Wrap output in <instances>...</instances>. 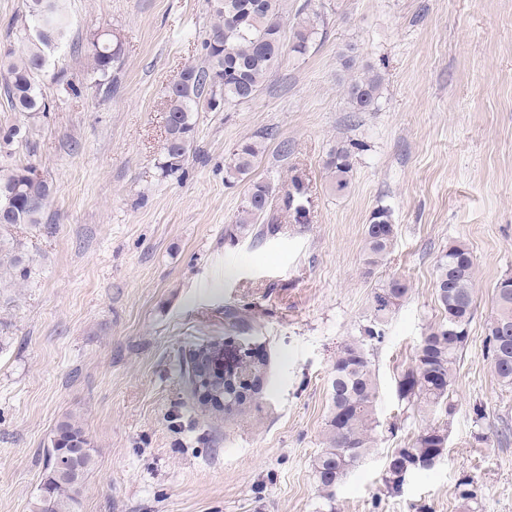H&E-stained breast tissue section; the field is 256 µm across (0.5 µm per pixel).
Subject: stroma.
Here are the masks:
<instances>
[{
  "label": "stroma",
  "instance_id": "1",
  "mask_svg": "<svg viewBox=\"0 0 512 512\" xmlns=\"http://www.w3.org/2000/svg\"><path fill=\"white\" fill-rule=\"evenodd\" d=\"M69 27L38 82L45 113L0 98V167L33 164L53 187L39 224L0 227V512H33L58 422L79 420L95 449L80 512H322L313 474L341 344L366 325L376 288L411 291L370 358L378 445L336 488L337 512H512V385L485 349L495 289L512 276V0H288L285 32L310 19L303 55L283 51L251 101L198 115L180 177L164 179L168 87L202 62L208 0H65ZM122 42L112 91L79 44ZM353 67H345V60ZM379 75L356 111L345 85ZM265 136L247 177L225 167ZM351 145L336 192L325 161ZM309 182V224L224 239L250 184ZM390 209L392 253L365 271L363 231ZM454 240L476 263L475 315L450 393L452 414L402 401L397 381L439 318L435 264ZM248 306L271 355L245 414L205 416L182 367L192 349L234 353L224 310ZM448 427L436 466L388 495L392 452L432 421Z\"/></svg>",
  "mask_w": 512,
  "mask_h": 512
}]
</instances>
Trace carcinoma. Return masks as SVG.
Masks as SVG:
<instances>
[{"mask_svg":"<svg viewBox=\"0 0 512 512\" xmlns=\"http://www.w3.org/2000/svg\"><path fill=\"white\" fill-rule=\"evenodd\" d=\"M215 22L205 44V60L188 65L168 88L166 143L159 162L162 177L175 176L192 150L198 112H218L224 106L250 101L256 97L284 49L282 14L284 0H211ZM24 23L32 34L7 44L0 52L3 95L15 112H45V102L38 76L46 64V50L61 40L68 28L63 0H27ZM315 34L314 26L302 20L292 33V51L303 54ZM91 69L102 81L109 79L119 62L121 46L110 34L94 33L88 41ZM379 78L363 76L352 81L347 95L359 110L372 102L379 90ZM264 141H247L230 157L227 179L247 175L264 152ZM330 168L337 192L349 188L353 172L352 153L344 145L329 154ZM33 165L0 170V224H38L48 206L52 188L41 177H32ZM308 184L296 173L286 188L278 190L269 183L254 182L242 199L232 224L224 231L231 240L259 237L266 231L280 230L279 213L286 212L296 224L310 221V210L297 204H309ZM396 240V226L386 208L375 210L364 230L363 261L367 268L384 262ZM476 264L468 245L461 240L448 243L440 254L433 288L440 318L420 337L412 364L400 375L398 396L415 402L427 411L443 409L451 413L454 405L449 391L455 379L462 351L469 338L474 318ZM406 280L391 278L374 292L369 324L359 336L345 342L336 356L329 382V407L322 433L323 449L314 460L313 469L327 512H336V485L342 482L364 457L377 447L375 406L378 386L372 369L369 345L384 336V326L409 294ZM255 317L240 307L224 310L225 330L249 335L256 330ZM486 351L491 369L505 385H512V290L496 288V308L486 322ZM221 348L210 346L196 350L187 361L185 380L203 383ZM266 360L244 356L227 370V378L214 384L213 391L223 399L212 398L214 412L240 411L250 391L266 373ZM447 429L434 424L423 427L412 443L391 454L384 485L387 493L397 494L411 470H429L445 455ZM69 455L75 472L64 476L57 468V458ZM48 473L40 487L37 512H76L85 479L95 459L82 424L67 417L56 427L47 449ZM458 497L464 512H474L477 498L472 482L460 483Z\"/></svg>","mask_w":512,"mask_h":512,"instance_id":"obj_1","label":"carcinoma"}]
</instances>
